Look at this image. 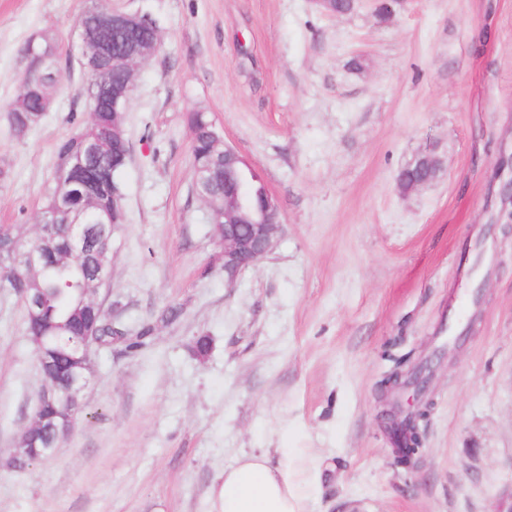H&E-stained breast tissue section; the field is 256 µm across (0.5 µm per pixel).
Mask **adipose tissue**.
Instances as JSON below:
<instances>
[{
	"instance_id": "1",
	"label": "adipose tissue",
	"mask_w": 512,
	"mask_h": 512,
	"mask_svg": "<svg viewBox=\"0 0 512 512\" xmlns=\"http://www.w3.org/2000/svg\"><path fill=\"white\" fill-rule=\"evenodd\" d=\"M317 484L310 470L249 455L225 468L211 512H305Z\"/></svg>"
}]
</instances>
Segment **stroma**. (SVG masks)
<instances>
[{
    "instance_id": "1",
    "label": "stroma",
    "mask_w": 512,
    "mask_h": 512,
    "mask_svg": "<svg viewBox=\"0 0 512 512\" xmlns=\"http://www.w3.org/2000/svg\"><path fill=\"white\" fill-rule=\"evenodd\" d=\"M118 0L151 16L125 114L126 221L94 296L149 344L93 349L54 457L14 466L42 378L22 302L0 288V512H210L246 454L293 449L306 512H498L512 496V0ZM85 0H0V224L34 238L56 143L90 120L73 37ZM59 46L54 105L8 120L36 34ZM280 204L271 254L226 282L194 189L189 112ZM434 181L403 192L424 152ZM176 318H169V309ZM207 337L209 350L194 347ZM429 362L423 446L397 464L381 383Z\"/></svg>"
}]
</instances>
